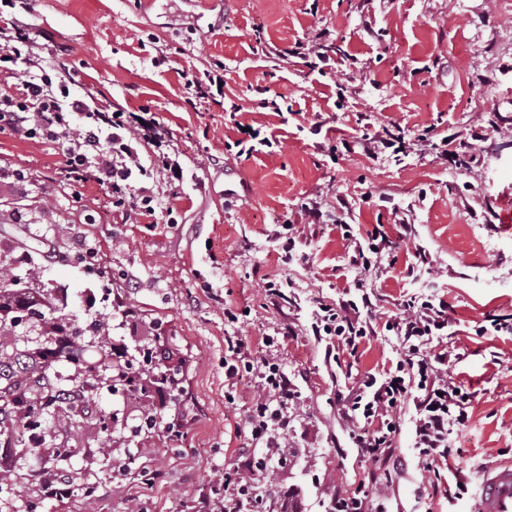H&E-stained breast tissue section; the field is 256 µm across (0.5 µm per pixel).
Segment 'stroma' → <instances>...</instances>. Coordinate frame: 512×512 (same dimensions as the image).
Returning <instances> with one entry per match:
<instances>
[{
	"mask_svg": "<svg viewBox=\"0 0 512 512\" xmlns=\"http://www.w3.org/2000/svg\"><path fill=\"white\" fill-rule=\"evenodd\" d=\"M16 14L67 68L71 95L129 112L149 107L183 175L150 190L154 215L112 208L106 187L60 182L57 144L0 133V262L36 265L33 288L52 290L75 325L111 314L126 338L180 337L189 357L186 419L160 423L152 448L117 472L94 461L81 477L95 512H206L217 478L249 457L245 419L256 383L227 375L226 339L277 353L294 384L282 444L292 466L275 473L300 512H325L358 492L372 467L353 444L338 393L389 368L399 341L384 328L415 296L448 305V372L471 392L469 422L453 437L452 471L423 472L413 404L395 438L400 463L380 488L388 512H477L484 468L512 461V0H24ZM322 53L306 66L298 48ZM224 64L220 103L192 99L182 72ZM273 139L253 155L227 150L238 124ZM481 141H474L473 133ZM401 142L371 158L369 139ZM460 162L442 159L443 141ZM321 218L310 221L306 209ZM350 224L343 237L339 221ZM295 246L284 255L283 222ZM41 239L19 247L25 227ZM64 235H57V228ZM390 245L375 268L351 262L372 233ZM97 264L78 260L85 245ZM289 301L266 297V278ZM369 295L376 333L356 353L327 349L309 331L318 303ZM238 315L224 318L225 308ZM131 317H123V310ZM462 477L469 491L449 501Z\"/></svg>",
	"mask_w": 512,
	"mask_h": 512,
	"instance_id": "1",
	"label": "stroma"
}]
</instances>
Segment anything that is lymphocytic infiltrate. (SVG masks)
<instances>
[{
  "instance_id": "f902f5d3",
  "label": "lymphocytic infiltrate",
  "mask_w": 512,
  "mask_h": 512,
  "mask_svg": "<svg viewBox=\"0 0 512 512\" xmlns=\"http://www.w3.org/2000/svg\"><path fill=\"white\" fill-rule=\"evenodd\" d=\"M25 65L29 75L17 91L0 89V131H24L28 137L56 143L64 161L57 175L61 182L79 187L93 182L110 190L116 207H129L154 214L152 197L146 190H133L129 179L141 169L139 146L153 148V168L176 177L180 165L168 151V143L156 119L142 120L131 112L110 105L72 97L43 49L16 23L0 27V73H13ZM82 115L80 128H73L72 115ZM361 301L346 300L319 304L310 325L312 335L356 353L374 327L363 317ZM448 326L447 307L432 301H404L400 314L386 322L400 341L395 364L383 375H366L357 387L342 397L343 416L351 427L350 436L364 457L388 466L393 455L394 428L405 404H413L414 446L424 472H438L440 465L454 457L450 446L453 431L469 420L468 401L448 374V352L424 354ZM262 350H252L247 340L231 337L228 350L233 359L230 373L245 371L258 379V395L246 418L253 442L275 455L278 467H286L287 457L278 453L279 433L288 427V402L293 384L281 363L268 354L274 337L262 340ZM264 470L249 461L226 473L214 491L208 512H236L238 506L262 493Z\"/></svg>"
}]
</instances>
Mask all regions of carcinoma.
<instances>
[{
	"label": "carcinoma",
	"instance_id": "1",
	"mask_svg": "<svg viewBox=\"0 0 512 512\" xmlns=\"http://www.w3.org/2000/svg\"><path fill=\"white\" fill-rule=\"evenodd\" d=\"M36 277L35 267L22 274L0 266V279L12 284L0 288V439L14 449L17 475L34 478L25 469L27 457L42 446L53 449L57 469L81 465L83 447L67 435L53 434L50 423L65 432L82 427L110 437L118 423L131 420L137 446L147 451L163 416L141 386L147 380L157 394L179 401L187 359L176 337H153L146 347L150 367H140L129 351L111 349V316L96 312L88 327H72L69 318L52 316L50 292L35 297L31 289L19 287ZM102 395L115 397L112 407L96 405Z\"/></svg>",
	"mask_w": 512,
	"mask_h": 512
}]
</instances>
